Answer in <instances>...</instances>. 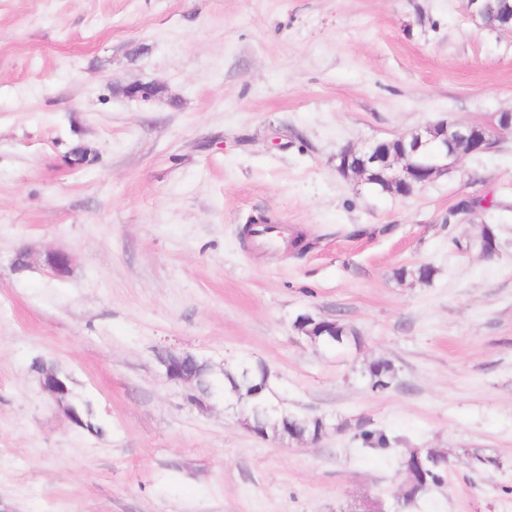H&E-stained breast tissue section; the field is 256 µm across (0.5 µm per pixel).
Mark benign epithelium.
I'll return each mask as SVG.
<instances>
[{
    "label": "benign epithelium",
    "mask_w": 512,
    "mask_h": 512,
    "mask_svg": "<svg viewBox=\"0 0 512 512\" xmlns=\"http://www.w3.org/2000/svg\"><path fill=\"white\" fill-rule=\"evenodd\" d=\"M504 132H512V112L500 113L493 127L441 121L398 137L395 146L385 141L347 146L336 155L337 169L344 175H358L366 182L379 177L395 191H411L448 174L462 153L491 150ZM41 263L50 275L61 278L70 272L72 260L67 253L53 250L43 255ZM159 362L169 380L199 389L192 402L204 405L210 391L202 385L200 373L187 368V364L196 362L193 355L167 351ZM40 385L57 403L67 402L68 389L54 372H43Z\"/></svg>",
    "instance_id": "7a95c632"
}]
</instances>
